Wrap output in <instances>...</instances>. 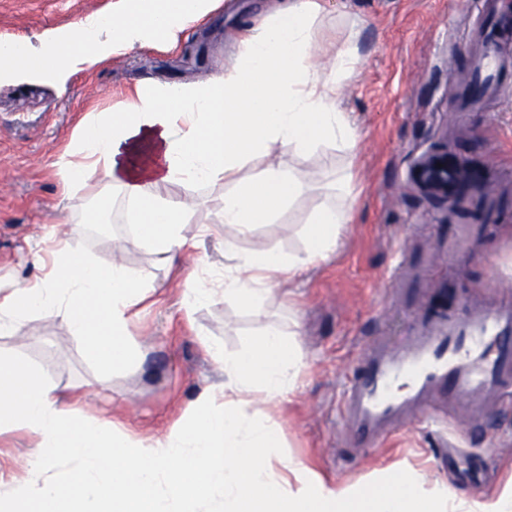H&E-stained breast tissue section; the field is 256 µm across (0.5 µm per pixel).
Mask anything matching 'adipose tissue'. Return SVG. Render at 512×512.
Returning a JSON list of instances; mask_svg holds the SVG:
<instances>
[{
	"label": "adipose tissue",
	"mask_w": 512,
	"mask_h": 512,
	"mask_svg": "<svg viewBox=\"0 0 512 512\" xmlns=\"http://www.w3.org/2000/svg\"><path fill=\"white\" fill-rule=\"evenodd\" d=\"M215 0H116L111 16L97 15L53 34L46 51L0 68L39 74L91 69L105 58L150 41H174L213 8ZM323 0H277L270 14L248 28L240 52L216 79L146 87L121 112L84 124L55 163L66 199L93 186L115 190L127 204L128 245L148 248L173 264L194 247L187 231L193 202L166 194L167 185L236 181L225 194L221 224L224 286L190 273L185 312L217 297L261 306L275 286L328 259L351 221V169H338L332 194L304 224L303 254L274 247L243 252L237 239L252 234L282 208L313 189L293 164L237 181L254 156L280 147L292 156L320 147L351 150L356 128L338 104L340 82L358 62L359 29L337 15L344 34L332 69L318 62L315 36L328 17ZM152 288L123 262L103 265L71 243L59 242L52 271L7 288L0 297V335L40 313L63 314L88 358L118 369L141 356L135 307ZM220 388H206L192 411L167 431L142 436L114 422L83 416L77 401H61L28 363L0 361V433L25 430L37 438L26 475L0 486V506L27 512L32 503L76 496L71 512H512V487L469 498L437 482L424 488L416 473L390 470L377 493L328 485L283 451L279 430L259 407L277 409L295 391L300 373L296 326L270 327L246 351L224 354Z\"/></svg>",
	"instance_id": "ef3b65f1"
}]
</instances>
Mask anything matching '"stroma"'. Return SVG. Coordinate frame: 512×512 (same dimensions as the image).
Returning <instances> with one entry per match:
<instances>
[{"instance_id":"1","label":"stroma","mask_w":512,"mask_h":512,"mask_svg":"<svg viewBox=\"0 0 512 512\" xmlns=\"http://www.w3.org/2000/svg\"><path fill=\"white\" fill-rule=\"evenodd\" d=\"M115 0H0V42L41 52L47 37L90 15L111 13ZM272 0H218L214 10L177 42H149L113 55L91 70L51 75L0 74V279L32 280L43 270L35 254L44 237L77 228L72 243L100 263L121 258L155 291L137 318L142 361L120 370L91 363L66 317L42 314L0 335V358L37 368L59 393L78 386L87 415L121 422L139 434L160 433L184 419L219 372L207 342L225 353L250 347L271 326L299 320L302 372L298 389L275 419L290 454L323 482L356 485L394 467L416 470L426 485L480 497L512 479V410L479 425L459 418L454 427L463 454L454 465L438 455L435 425L405 426L380 448L338 434L336 404L352 362L379 336L404 346L413 308L397 289L432 288L436 279L457 289L495 277L512 293V99L489 101L458 120L448 101L471 66V32L484 19L479 0H329L360 18L359 64L339 89V101L358 131L354 154L333 147L295 158L318 183L333 168L354 167V219L332 260L309 269L248 309L224 301L186 315L181 307L189 273L224 268V181L174 183L166 191L195 203L189 215L199 237L173 267L147 249L123 248L129 227L122 200L100 206L91 191L66 204L54 163L83 121L122 111L137 85L205 83L240 51L239 33L260 19ZM439 150L463 160L478 182L472 195L493 211L489 224L473 222L424 194L413 171ZM321 201H295L261 224L240 249L268 246L302 252L308 213ZM471 228L469 255L448 261L459 227ZM37 443L24 431L0 434V482L21 479Z\"/></svg>"}]
</instances>
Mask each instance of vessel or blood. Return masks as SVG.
I'll return each instance as SVG.
<instances>
[{
    "instance_id": "1",
    "label": "vessel or blood",
    "mask_w": 512,
    "mask_h": 512,
    "mask_svg": "<svg viewBox=\"0 0 512 512\" xmlns=\"http://www.w3.org/2000/svg\"><path fill=\"white\" fill-rule=\"evenodd\" d=\"M491 19L480 31L478 89L512 96L503 57L496 0H483ZM512 407V296L468 298L462 310L423 308L407 347L370 343L349 369L337 419L343 437L375 448L412 424L446 426L457 410L471 420Z\"/></svg>"
}]
</instances>
